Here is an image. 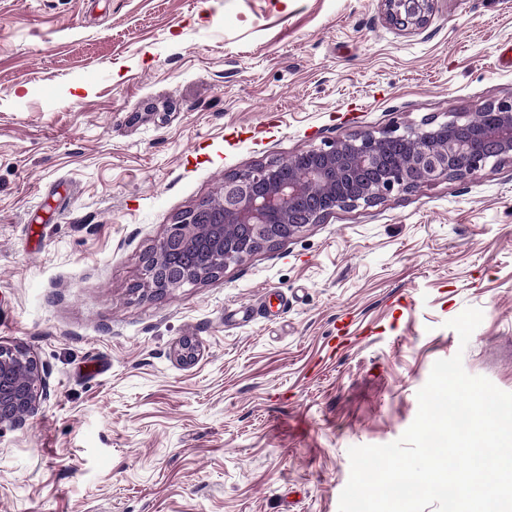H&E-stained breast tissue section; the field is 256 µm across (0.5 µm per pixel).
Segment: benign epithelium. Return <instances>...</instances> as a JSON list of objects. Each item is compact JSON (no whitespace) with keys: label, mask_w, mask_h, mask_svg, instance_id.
Listing matches in <instances>:
<instances>
[{"label":"benign epithelium","mask_w":512,"mask_h":512,"mask_svg":"<svg viewBox=\"0 0 512 512\" xmlns=\"http://www.w3.org/2000/svg\"><path fill=\"white\" fill-rule=\"evenodd\" d=\"M404 30L426 27L433 0H381ZM512 160V98L480 111L453 112L427 127L380 135L357 133L268 161L224 179V189L176 218L146 258L142 287L158 292L212 280L253 252L274 246L338 207L377 204L393 192L472 177ZM44 393L43 368L20 346L0 344V428L34 415Z\"/></svg>","instance_id":"benign-epithelium-1"}]
</instances>
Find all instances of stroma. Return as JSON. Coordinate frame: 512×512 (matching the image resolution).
<instances>
[{
	"label": "stroma",
	"instance_id": "stroma-1",
	"mask_svg": "<svg viewBox=\"0 0 512 512\" xmlns=\"http://www.w3.org/2000/svg\"><path fill=\"white\" fill-rule=\"evenodd\" d=\"M506 44L512 0L420 31L381 0H0V343L46 386L0 429V512H338L437 360L512 392V161L142 287L225 177L512 97Z\"/></svg>",
	"mask_w": 512,
	"mask_h": 512
}]
</instances>
